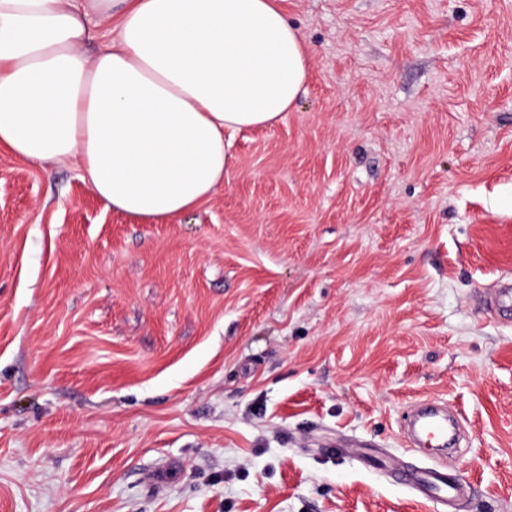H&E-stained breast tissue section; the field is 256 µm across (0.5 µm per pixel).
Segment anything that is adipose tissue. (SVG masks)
<instances>
[{"instance_id": "1", "label": "adipose tissue", "mask_w": 512, "mask_h": 512, "mask_svg": "<svg viewBox=\"0 0 512 512\" xmlns=\"http://www.w3.org/2000/svg\"><path fill=\"white\" fill-rule=\"evenodd\" d=\"M104 17L118 34L88 54ZM308 54L278 0H0V145L78 165L129 216L180 215L223 181L225 131L294 105Z\"/></svg>"}]
</instances>
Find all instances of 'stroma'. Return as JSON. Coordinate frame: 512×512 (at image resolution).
Wrapping results in <instances>:
<instances>
[{"mask_svg": "<svg viewBox=\"0 0 512 512\" xmlns=\"http://www.w3.org/2000/svg\"><path fill=\"white\" fill-rule=\"evenodd\" d=\"M304 90L140 221L0 149V512H512V0H281ZM423 419L419 424L420 432L429 437L430 441L446 445L448 442L447 422L433 415H427ZM405 480L408 486H418L422 491L428 495L430 491H435L439 501L447 504L449 501L455 499L461 489V486L448 476L447 472L442 469H432L422 475H405Z\"/></svg>", "mask_w": 512, "mask_h": 512, "instance_id": "1", "label": "stroma"}]
</instances>
